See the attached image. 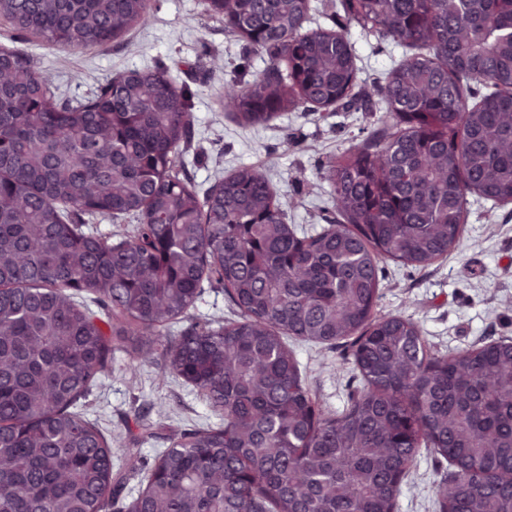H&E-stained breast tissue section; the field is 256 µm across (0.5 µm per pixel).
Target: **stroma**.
Segmentation results:
<instances>
[{
	"mask_svg": "<svg viewBox=\"0 0 512 512\" xmlns=\"http://www.w3.org/2000/svg\"><path fill=\"white\" fill-rule=\"evenodd\" d=\"M147 26L137 27L105 47L54 49L37 37L15 31L0 19V46L24 51L51 73L63 93L88 94L97 84L129 70L170 67L188 84L193 100L195 138L185 154L186 172L198 191L242 165L266 171L281 193L289 223L303 228L324 223L331 207L329 186L320 173L326 161L351 143L365 139L377 118L352 109L285 112L269 123L240 126L224 108L218 91L235 75L252 79L267 69L260 51L224 30L222 17L205 9V0H151ZM365 88L383 81L407 50L347 30ZM379 314H402L422 328L431 351L445 354L489 341L512 340V203L471 201L460 246L421 267L383 262L379 274ZM237 310L217 285L205 286L194 308L166 333L176 339L191 322L235 320ZM303 376L312 398L323 409L342 410L357 384L342 348L297 344ZM130 357L112 355L81 411L112 444L114 469L128 489H138L141 475L130 469L126 449L147 459L167 447L169 435L211 423L202 397L166 373L167 358L155 348L130 370ZM157 428L143 439V426ZM447 463L422 452L402 482L397 512H440L435 485Z\"/></svg>",
	"mask_w": 512,
	"mask_h": 512,
	"instance_id": "35a3bbf8",
	"label": "stroma"
}]
</instances>
